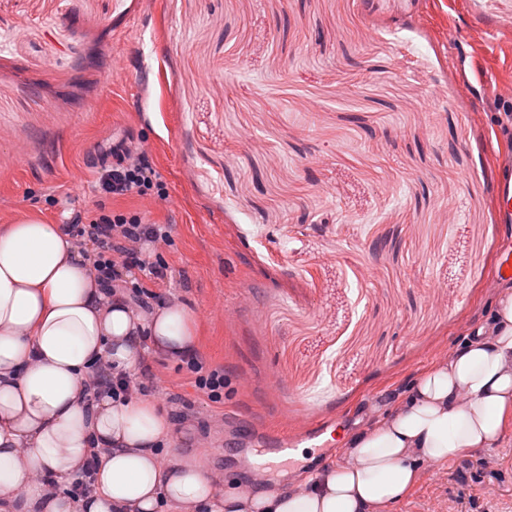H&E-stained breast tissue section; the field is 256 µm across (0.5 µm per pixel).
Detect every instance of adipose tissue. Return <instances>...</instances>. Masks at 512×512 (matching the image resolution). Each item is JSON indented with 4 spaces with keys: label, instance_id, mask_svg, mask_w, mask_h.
<instances>
[{
    "label": "adipose tissue",
    "instance_id": "obj_1",
    "mask_svg": "<svg viewBox=\"0 0 512 512\" xmlns=\"http://www.w3.org/2000/svg\"><path fill=\"white\" fill-rule=\"evenodd\" d=\"M173 360L197 346L179 303L146 313L101 288L62 225L0 226V512H389L425 463L499 442L512 414V293L490 326L428 368L389 415L347 440L342 463L294 490L225 494L200 451L174 446L151 397L90 396L95 369L131 370L142 347ZM100 449L93 493L64 491Z\"/></svg>",
    "mask_w": 512,
    "mask_h": 512
}]
</instances>
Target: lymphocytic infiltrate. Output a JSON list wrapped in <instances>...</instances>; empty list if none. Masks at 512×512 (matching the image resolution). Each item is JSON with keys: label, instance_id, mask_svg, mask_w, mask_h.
I'll return each mask as SVG.
<instances>
[{"label": "lymphocytic infiltrate", "instance_id": "obj_1", "mask_svg": "<svg viewBox=\"0 0 512 512\" xmlns=\"http://www.w3.org/2000/svg\"><path fill=\"white\" fill-rule=\"evenodd\" d=\"M117 161L102 165L96 180L97 190L112 198L157 196L166 199L167 188L159 173L145 155L135 154L127 140L112 146ZM66 232L77 239L83 254L105 287L121 293L127 302L141 310L165 306L175 271L159 254L161 247L171 245V227L146 220L136 212L115 210L98 216L74 212ZM152 289H145L144 281ZM194 379V386L207 406L223 404L227 380L223 366L208 365L198 353L182 359ZM159 377L147 360H140L135 372L98 371L95 389L111 391L113 398L148 396L156 391Z\"/></svg>", "mask_w": 512, "mask_h": 512}]
</instances>
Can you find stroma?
<instances>
[{
    "label": "stroma",
    "mask_w": 512,
    "mask_h": 512,
    "mask_svg": "<svg viewBox=\"0 0 512 512\" xmlns=\"http://www.w3.org/2000/svg\"><path fill=\"white\" fill-rule=\"evenodd\" d=\"M507 105L512 0H0V225L75 209L171 225L170 291L229 385L211 412L164 358L155 398L195 400L173 435L223 491L280 488L342 461L491 318ZM123 135L168 201L94 191ZM311 419L334 423L330 445L268 463ZM465 458L422 465L390 512H512V419Z\"/></svg>",
    "instance_id": "1"
}]
</instances>
